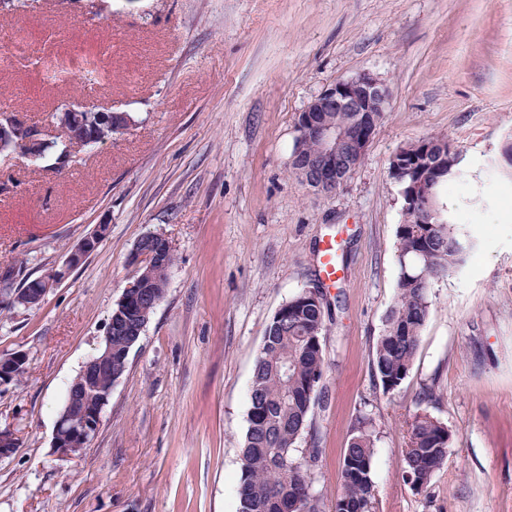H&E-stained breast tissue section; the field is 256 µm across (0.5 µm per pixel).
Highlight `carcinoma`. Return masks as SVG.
I'll list each match as a JSON object with an SVG mask.
<instances>
[{"instance_id": "obj_1", "label": "carcinoma", "mask_w": 512, "mask_h": 512, "mask_svg": "<svg viewBox=\"0 0 512 512\" xmlns=\"http://www.w3.org/2000/svg\"><path fill=\"white\" fill-rule=\"evenodd\" d=\"M435 157H448V175L458 170L457 148L437 144ZM438 217L418 224L404 216L396 233L400 268L396 299L378 337L372 359L383 392L401 385L410 371L420 333L428 319V290L432 281L463 264L472 243L457 236L454 225L436 208ZM174 253L141 271L146 285L157 290L166 284ZM326 305L320 291L306 289L280 306L265 329L254 361L248 428L241 447V477L237 512H323V502L312 488L311 475L321 449L298 450L307 426L315 388L325 367L322 332ZM146 312L130 301L112 328V374L127 367L132 328L144 323ZM419 398L409 424L402 464L408 481L426 488L448 458V426L421 408ZM376 436L371 423L360 419L341 462V490L335 512H372L375 485L372 464Z\"/></svg>"}]
</instances>
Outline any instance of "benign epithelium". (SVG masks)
Returning <instances> with one entry per match:
<instances>
[{
    "label": "benign epithelium",
    "mask_w": 512,
    "mask_h": 512,
    "mask_svg": "<svg viewBox=\"0 0 512 512\" xmlns=\"http://www.w3.org/2000/svg\"><path fill=\"white\" fill-rule=\"evenodd\" d=\"M388 106V92L385 86L372 74L363 72L346 80H339L314 98L298 115L297 133L315 139L319 150L303 160L302 179L313 191L332 193L356 171L366 155L378 125L373 121V113L383 112ZM327 112H353L355 116L345 124L330 122ZM55 120L60 128L73 127L82 138L85 146L108 141L111 131L125 132L132 127L134 120L129 115L114 111H101L90 103H80L56 113ZM52 141L47 139L44 126L29 123L13 113L0 115V154L19 151L32 161L46 157ZM443 167L423 159H408L402 152L391 158L390 175L398 183L405 176L410 182L401 189L406 201L412 204V211L421 220L436 216V187ZM109 225L97 224L70 251L65 269L51 270L37 278L28 288L9 290L6 302L13 308H29L40 303L49 290L58 284L65 270L81 264L91 254L98 241L105 237ZM161 241V248L152 249L144 243L136 245L131 264L134 267L119 301L123 306L140 295L146 306L154 308L159 298H149L140 294L143 287L141 269L147 261H162L169 249L168 240L160 234L149 235V240ZM26 355L15 352L0 358V386L7 385L25 369ZM112 368V325H107L103 352L89 359L69 387L66 406L56 421L52 448L60 459L71 460L84 448L90 446L98 434L101 412L110 393L97 391L99 372ZM19 447L17 430L11 426H0V458L8 457Z\"/></svg>",
    "instance_id": "1"
}]
</instances>
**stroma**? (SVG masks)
<instances>
[{
    "label": "stroma",
    "instance_id": "1",
    "mask_svg": "<svg viewBox=\"0 0 512 512\" xmlns=\"http://www.w3.org/2000/svg\"><path fill=\"white\" fill-rule=\"evenodd\" d=\"M83 32L70 43L71 31ZM0 108L46 125L88 101L134 126L30 163L0 155V270L66 274L43 301L0 310V358L27 356L0 387V421L20 446L0 459V512H236L254 359L278 308L306 288L327 301L325 369L301 447H317L313 489L334 512L340 464L360 417L377 436L375 512H512V0H20L0 13ZM74 59L44 82L37 61ZM104 75L79 80L82 58ZM368 72L390 93L362 165L330 195L289 163L296 121L336 81ZM450 140L462 154L439 203L474 248L435 280L413 366L384 394L372 359L397 293L403 222L394 153ZM108 234L65 268L94 225ZM159 233L175 261L164 296L113 385L91 446L51 448L66 392L104 345L138 241ZM336 241L343 276L325 281ZM452 435L429 487L402 476L416 399Z\"/></svg>",
    "mask_w": 512,
    "mask_h": 512
}]
</instances>
